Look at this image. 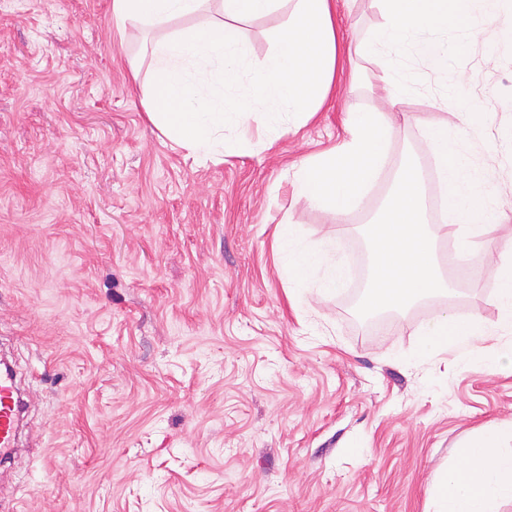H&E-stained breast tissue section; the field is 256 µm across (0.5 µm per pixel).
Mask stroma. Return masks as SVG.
<instances>
[{"instance_id":"stroma-1","label":"stroma","mask_w":512,"mask_h":512,"mask_svg":"<svg viewBox=\"0 0 512 512\" xmlns=\"http://www.w3.org/2000/svg\"><path fill=\"white\" fill-rule=\"evenodd\" d=\"M112 0H0V356L27 399L0 463V512H425L432 481L482 426H512V364L418 358L443 311L497 322L498 253L512 251V36L448 69L488 116L505 218L481 285L368 324L353 294L372 266L361 233L428 127L460 122L437 74L397 109L360 60L320 112L266 143L197 162L148 122ZM372 0L337 4L342 43ZM391 112L388 168L366 209L336 224L293 195L295 175L358 112ZM349 263L329 295L289 300L275 251L285 215Z\"/></svg>"}]
</instances>
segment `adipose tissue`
<instances>
[{"label": "adipose tissue", "instance_id": "obj_1", "mask_svg": "<svg viewBox=\"0 0 512 512\" xmlns=\"http://www.w3.org/2000/svg\"><path fill=\"white\" fill-rule=\"evenodd\" d=\"M123 26L148 28L150 78L131 62L149 122L192 155L224 153V131L253 122L271 140L304 124L320 110L336 78L340 46L333 0H112ZM279 20L273 47L256 59L237 24L244 18ZM190 26H182V19ZM347 138L317 157L294 181V191L334 220L363 208L387 165L393 128L381 112H361ZM282 276L328 294L347 266L333 243L314 247L291 225L277 235ZM498 320L445 314L427 323L417 355L453 350L485 371L512 362V348H482L490 335H512V256L502 257ZM459 461L436 475L426 512H502L512 502V429L485 427L464 443Z\"/></svg>", "mask_w": 512, "mask_h": 512}]
</instances>
